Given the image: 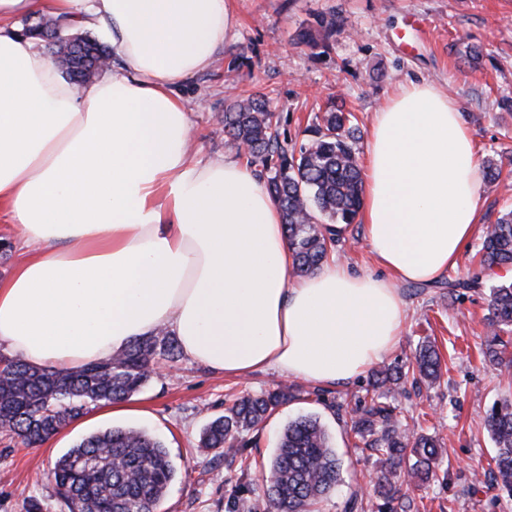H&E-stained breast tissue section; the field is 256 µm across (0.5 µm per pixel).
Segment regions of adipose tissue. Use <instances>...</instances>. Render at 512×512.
Instances as JSON below:
<instances>
[{
    "label": "adipose tissue",
    "mask_w": 512,
    "mask_h": 512,
    "mask_svg": "<svg viewBox=\"0 0 512 512\" xmlns=\"http://www.w3.org/2000/svg\"><path fill=\"white\" fill-rule=\"evenodd\" d=\"M112 44L83 88L17 19L43 11ZM230 0H0V221L20 244L0 278V346L74 368L166 330L228 376L273 368L357 380L395 346L391 279L455 268L480 220L483 178L454 100L399 87L375 114L362 218L382 277L345 263L297 276L258 172L192 155L179 86L235 35Z\"/></svg>",
    "instance_id": "1"
}]
</instances>
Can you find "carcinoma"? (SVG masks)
I'll return each mask as SVG.
<instances>
[{
  "label": "carcinoma",
  "mask_w": 512,
  "mask_h": 512,
  "mask_svg": "<svg viewBox=\"0 0 512 512\" xmlns=\"http://www.w3.org/2000/svg\"><path fill=\"white\" fill-rule=\"evenodd\" d=\"M317 28H302L294 44L329 52L336 20L321 18ZM55 64L67 79L84 84L95 72H73L72 59L62 47ZM354 116L336 100L327 102L311 138L298 146L280 139L281 117L268 96L244 91L224 112V135L247 162L266 179L283 213L296 272L309 275L319 269L337 239L318 228V216L333 224L355 223L362 204V176L357 144L360 129ZM481 265H512V210L498 217L482 242ZM512 326V282L490 288V331L484 354L505 367L506 342L500 332ZM181 356L177 340L160 331L130 343L108 360L57 370L18 359L4 360L0 368V432L13 434L27 446L40 443L71 421L90 404L124 401L150 381L158 360L174 362ZM441 359L435 346L423 342L407 370L396 366L378 374L370 403L358 408L352 430L379 464L375 490L384 503L401 498L403 485L426 482L436 476L438 441L426 433L403 430L397 423L394 401L407 377L435 384L441 377ZM295 398L293 388L246 394L211 420L200 436L201 447L224 458H235L242 433L260 428L282 405ZM484 425L494 444L492 478L512 497V402L494 403ZM336 450L324 425L315 416H302L283 431L270 463L265 490L266 512H312L339 480ZM175 467L165 444L140 429L112 427L75 444L55 463L45 493L31 497L26 512H44L45 502L62 499L68 512H160L164 492Z\"/></svg>",
  "instance_id": "carcinoma-1"
}]
</instances>
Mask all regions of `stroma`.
I'll return each mask as SVG.
<instances>
[{
	"label": "stroma",
	"instance_id": "1",
	"mask_svg": "<svg viewBox=\"0 0 512 512\" xmlns=\"http://www.w3.org/2000/svg\"><path fill=\"white\" fill-rule=\"evenodd\" d=\"M235 36L208 69L181 88L191 114L193 149L203 157L236 156L227 145L222 118L233 87L259 85L283 120L289 142H301L329 97L351 110L366 150L374 114L399 86L428 82L453 98L474 137L480 161L504 160L500 183H483L482 222L456 268L442 282H397L404 319L395 348L380 365L405 363L422 341L435 342L445 372L439 385L407 383L396 402L401 427L435 436L441 462L430 481L405 487L411 512H512V497L488 479L493 443L484 426L493 403L512 399V369L482 353L488 331L489 284L508 282L505 269L480 267L482 241L504 211L512 209V0H234ZM342 26L331 53L297 47L296 32L320 17ZM243 54L246 66L225 75V57ZM331 258L359 273L383 276L366 242L362 224L349 227L330 251ZM483 285L467 287L474 275ZM280 386L298 395L280 407L262 428L249 432L250 444L233 462L199 445L203 427L245 394ZM373 394L369 376L324 387L274 369L232 378L188 358L163 362L131 400V414L109 416L105 406L90 408L59 433L36 446L0 433V512H25L29 497L40 495L59 457L90 433L134 427L162 439L176 467L163 512H235L248 496L252 512H264L263 492L270 460L288 422L318 415L341 462V481L317 512H343L351 495L364 512H381L373 487L377 469L351 430L357 400Z\"/></svg>",
	"mask_w": 512,
	"mask_h": 512
}]
</instances>
